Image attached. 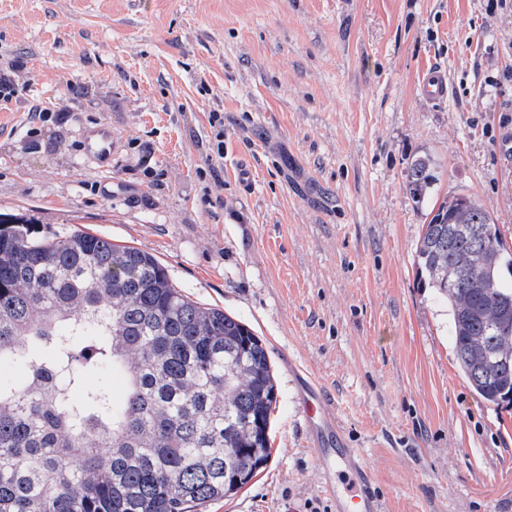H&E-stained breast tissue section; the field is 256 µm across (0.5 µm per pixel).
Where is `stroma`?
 <instances>
[{
	"mask_svg": "<svg viewBox=\"0 0 512 512\" xmlns=\"http://www.w3.org/2000/svg\"><path fill=\"white\" fill-rule=\"evenodd\" d=\"M433 68L437 104L420 93ZM0 76V213L152 253L268 348L271 458L199 512H334L303 378L383 512H512V407L460 371L416 258L451 192L512 254V0H0ZM100 124L106 170L80 150ZM418 157L436 176L420 207ZM420 91L425 97L432 101L443 99L448 92L445 76L439 71H427L421 81ZM434 180L435 177L428 159L419 158L412 161L406 190L416 206L420 207L427 201Z\"/></svg>",
	"mask_w": 512,
	"mask_h": 512,
	"instance_id": "35a3bbf8",
	"label": "stroma"
}]
</instances>
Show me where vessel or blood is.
<instances>
[{
    "instance_id": "vessel-or-blood-1",
    "label": "vessel or blood",
    "mask_w": 512,
    "mask_h": 512,
    "mask_svg": "<svg viewBox=\"0 0 512 512\" xmlns=\"http://www.w3.org/2000/svg\"><path fill=\"white\" fill-rule=\"evenodd\" d=\"M421 93L430 100L443 99L448 92L445 76L427 71L420 84ZM112 129L98 125L87 130L81 151L86 159L100 165L112 160ZM301 412L318 448L325 488L335 500L336 512H382V504L369 489L367 467L350 451L343 449V428L324 396L312 385H304Z\"/></svg>"
}]
</instances>
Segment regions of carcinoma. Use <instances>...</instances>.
Returning a JSON list of instances; mask_svg holds the SVG:
<instances>
[{
  "label": "carcinoma",
  "mask_w": 512,
  "mask_h": 512,
  "mask_svg": "<svg viewBox=\"0 0 512 512\" xmlns=\"http://www.w3.org/2000/svg\"><path fill=\"white\" fill-rule=\"evenodd\" d=\"M435 177L412 161L418 207ZM504 243L470 196L448 193L417 246L451 309L457 361L489 404L512 403ZM0 512H194L246 485L272 453L277 396L262 341L183 294L153 255L81 230L37 237L0 218ZM122 372L124 398L85 388Z\"/></svg>",
  "instance_id": "carcinoma-1"
}]
</instances>
